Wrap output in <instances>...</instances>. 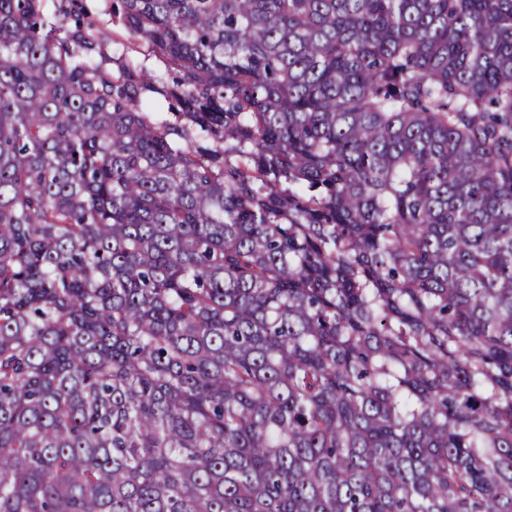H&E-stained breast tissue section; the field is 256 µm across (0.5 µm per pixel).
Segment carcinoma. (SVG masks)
<instances>
[{"label":"carcinoma","mask_w":512,"mask_h":512,"mask_svg":"<svg viewBox=\"0 0 512 512\" xmlns=\"http://www.w3.org/2000/svg\"><path fill=\"white\" fill-rule=\"evenodd\" d=\"M112 26L0 0V512H512V0ZM101 26L108 28L110 36L99 43L98 60L106 72L112 74L118 65L133 60L150 71H162L164 65L141 42L131 43L123 33L112 34V0H83Z\"/></svg>","instance_id":"obj_1"}]
</instances>
